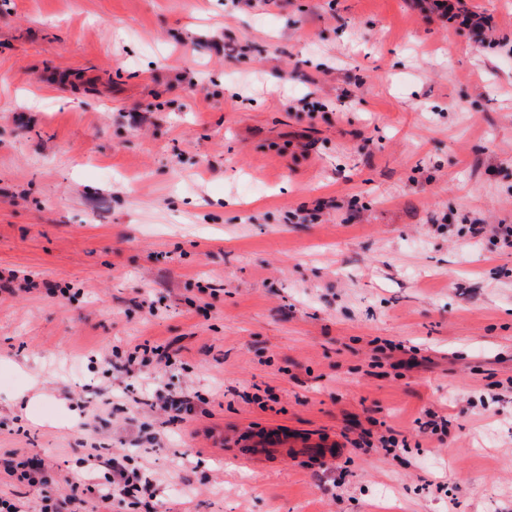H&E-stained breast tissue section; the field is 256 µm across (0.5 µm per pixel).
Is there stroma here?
Returning a JSON list of instances; mask_svg holds the SVG:
<instances>
[{"mask_svg": "<svg viewBox=\"0 0 512 512\" xmlns=\"http://www.w3.org/2000/svg\"><path fill=\"white\" fill-rule=\"evenodd\" d=\"M475 3L477 49L417 0H0L1 497L97 445L156 512H512V253L460 233L512 225V0ZM145 342L175 365L109 371ZM195 397V395L193 396L191 394H183L179 397H175L157 388L148 395V398L143 399V401L150 411L159 410L165 417L176 419L194 408Z\"/></svg>", "mask_w": 512, "mask_h": 512, "instance_id": "obj_1", "label": "stroma"}]
</instances>
